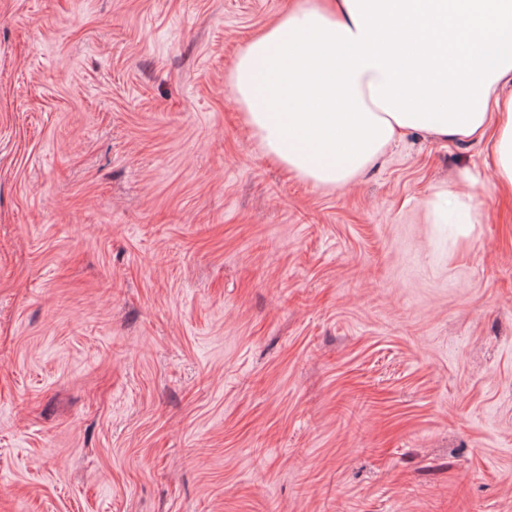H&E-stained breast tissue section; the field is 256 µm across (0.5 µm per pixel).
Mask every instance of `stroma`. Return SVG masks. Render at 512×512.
<instances>
[{
  "label": "stroma",
  "instance_id": "35a3bbf8",
  "mask_svg": "<svg viewBox=\"0 0 512 512\" xmlns=\"http://www.w3.org/2000/svg\"><path fill=\"white\" fill-rule=\"evenodd\" d=\"M295 2L0 0V512H512V194L271 162L227 77ZM431 203L439 212H448V208H450L466 216L467 222L465 224L474 223L472 196L468 193H458L448 188H440L434 193Z\"/></svg>",
  "mask_w": 512,
  "mask_h": 512
}]
</instances>
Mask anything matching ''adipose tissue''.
Returning a JSON list of instances; mask_svg holds the SVG:
<instances>
[{"label": "adipose tissue", "mask_w": 512, "mask_h": 512, "mask_svg": "<svg viewBox=\"0 0 512 512\" xmlns=\"http://www.w3.org/2000/svg\"><path fill=\"white\" fill-rule=\"evenodd\" d=\"M512 0H297L249 39L228 76L265 155L340 188L400 136L491 135L512 189Z\"/></svg>", "instance_id": "obj_1"}]
</instances>
